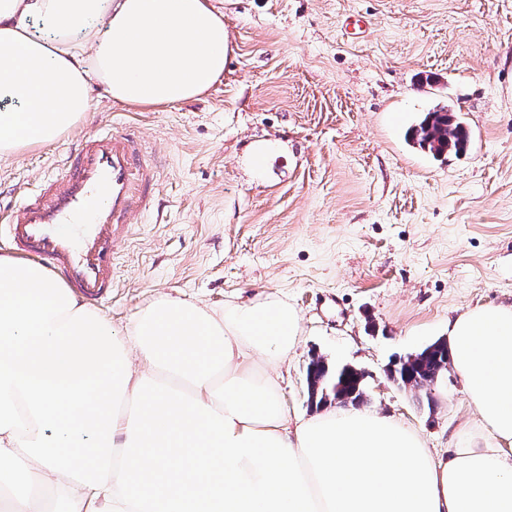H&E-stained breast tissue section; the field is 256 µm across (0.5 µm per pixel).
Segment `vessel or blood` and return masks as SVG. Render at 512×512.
<instances>
[{
	"instance_id": "b4317fda",
	"label": "vessel or blood",
	"mask_w": 512,
	"mask_h": 512,
	"mask_svg": "<svg viewBox=\"0 0 512 512\" xmlns=\"http://www.w3.org/2000/svg\"><path fill=\"white\" fill-rule=\"evenodd\" d=\"M155 181L139 131L115 123L83 134L6 217L8 235L17 251L97 305L112 296L113 259L132 217L152 203Z\"/></svg>"
}]
</instances>
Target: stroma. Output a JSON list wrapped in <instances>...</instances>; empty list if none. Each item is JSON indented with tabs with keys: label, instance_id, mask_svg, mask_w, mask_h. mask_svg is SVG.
Segmentation results:
<instances>
[{
	"label": "stroma",
	"instance_id": "35a3bbf8",
	"mask_svg": "<svg viewBox=\"0 0 512 512\" xmlns=\"http://www.w3.org/2000/svg\"><path fill=\"white\" fill-rule=\"evenodd\" d=\"M230 50L199 99L161 109L92 91L76 130L0 161V212L56 171L78 136L134 124L159 170L99 310L126 333L166 296L223 309L277 296L301 333L281 379L315 411V357L365 374L363 408L413 427L436 456L487 438L454 370L411 389L398 359L448 319L512 302V0H215ZM449 106L472 132L432 156L411 131Z\"/></svg>",
	"mask_w": 512,
	"mask_h": 512
}]
</instances>
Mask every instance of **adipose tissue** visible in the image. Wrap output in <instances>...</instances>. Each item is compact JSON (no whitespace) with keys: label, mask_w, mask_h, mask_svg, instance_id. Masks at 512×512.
I'll use <instances>...</instances> for the list:
<instances>
[{"label":"adipose tissue","mask_w":512,"mask_h":512,"mask_svg":"<svg viewBox=\"0 0 512 512\" xmlns=\"http://www.w3.org/2000/svg\"><path fill=\"white\" fill-rule=\"evenodd\" d=\"M227 52L213 0H0V158L75 128L96 86L127 106L195 99ZM299 334L277 297L165 298L122 336L43 266L0 254V512H512V304L448 321L494 443L439 459L365 409L290 421L255 358L285 360Z\"/></svg>","instance_id":"1"}]
</instances>
